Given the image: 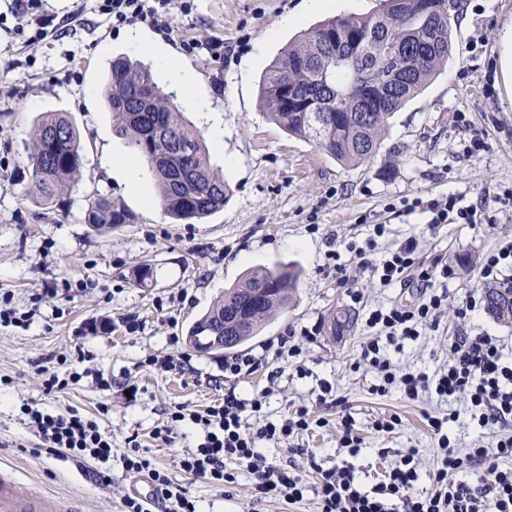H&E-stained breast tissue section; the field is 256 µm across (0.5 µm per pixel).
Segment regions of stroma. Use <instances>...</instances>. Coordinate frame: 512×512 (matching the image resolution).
Masks as SVG:
<instances>
[{
  "label": "stroma",
  "mask_w": 512,
  "mask_h": 512,
  "mask_svg": "<svg viewBox=\"0 0 512 512\" xmlns=\"http://www.w3.org/2000/svg\"><path fill=\"white\" fill-rule=\"evenodd\" d=\"M375 8L376 0H333L325 9L307 0H193L191 12L175 8L158 25L139 24L150 50L137 54L126 41L127 26L113 27L96 0H46L42 12L51 22L34 45L29 39L35 23L17 17L11 0H0V295L10 294L16 311L32 313L27 328L0 326V469L12 472L23 488L75 499L82 512H122L132 481L120 463H113L106 483L96 475L97 462L40 448L20 413L23 403L33 401L54 415L77 409L98 418L114 455L138 445L201 512H317L310 493L295 504L256 502L244 471L223 491L183 472L180 458L202 441L190 422L175 426L170 441L153 436L168 407L201 411L222 398L223 354L196 353L185 336L225 289L260 265L296 269L300 279L293 306L249 349L262 354L270 341L291 333L301 354L289 360L268 356L236 379V390L246 399L266 393L268 420L305 404L328 421L279 446L261 443L268 463L299 468L311 483L315 475L305 467L306 454H316L326 468L347 461L368 490L414 448L426 489L437 461L429 417L458 413L448 426L458 451L478 441L495 443L493 431L470 423L464 402L431 392L410 399L395 387L373 393L378 376L361 364L360 353L378 331L366 318L380 306L415 303L420 293L409 280L381 285L358 266L353 250L364 246L372 225L382 224L386 233L377 240L375 257L413 235L425 265L451 267L435 286L447 290L452 304L482 291L481 258L512 237V209L497 201L512 190V80L504 79L500 65V34L512 24V0H460L451 61L392 116L380 153L363 165H341L315 144L289 136L260 104L261 78L293 37L325 17L367 15ZM214 39L229 51L221 68L185 48ZM119 54L136 55L179 99L183 90L161 59L176 60L194 76L193 91L205 109H188L187 116L231 187L223 210L207 220L177 224L165 217L152 171L142 163L128 167V149L105 101L109 64ZM46 112L63 113L74 123L84 156L76 185L62 189L49 208L30 193L32 131ZM459 112L468 114L469 127L456 125ZM216 127L222 132L217 140ZM475 133L488 147L464 156ZM446 194L482 209L484 223L433 229L426 214L399 207L405 199ZM102 196L123 201L133 220L92 231L87 204ZM334 251L349 285L336 278L329 258ZM143 261L154 269L147 288L136 286L132 276ZM39 288L59 294L35 309L31 295ZM353 290L360 303L351 301ZM340 314L350 322L332 330ZM130 318L141 322L140 330L127 331ZM465 328L498 337L512 351V325L483 311L465 323L451 305L437 328H422L417 339L385 352L400 370L431 375L444 363L449 340ZM152 354L173 358L175 369L145 365ZM52 373L68 378V386L45 392L43 381ZM325 383L345 407L319 403ZM346 414L362 439L354 457L338 445ZM390 415L400 417V426L375 431V420Z\"/></svg>",
  "instance_id": "stroma-1"
}]
</instances>
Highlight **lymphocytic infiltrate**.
Returning a JSON list of instances; mask_svg holds the SVG:
<instances>
[{
	"label": "lymphocytic infiltrate",
	"mask_w": 512,
	"mask_h": 512,
	"mask_svg": "<svg viewBox=\"0 0 512 512\" xmlns=\"http://www.w3.org/2000/svg\"><path fill=\"white\" fill-rule=\"evenodd\" d=\"M101 14L110 16L113 26L135 22L157 23L172 8L190 11L191 0H99ZM404 211L426 213L431 226L442 224H478L482 217L470 206L460 205L449 195L429 200L413 199L404 203ZM356 254L363 266L373 267L380 283L389 285L414 277L422 294L411 306L393 305L370 312L369 327L379 329L380 339L363 344L361 358L380 377L376 393L399 387L404 396L415 398L430 391L451 401L464 400L471 420L481 428L496 431L493 446H478L459 453L451 443L447 428L455 414L431 417L429 426L437 443V464L430 476L429 489H419L420 475L416 449H408L389 470L384 481L371 490H362L352 465L323 467L316 455L306 458L315 473L314 485H307L295 471L267 462L257 447L258 441L282 443L308 431L314 419L307 407L300 406L279 422H262L252 427L246 415L259 416L263 401L245 399L237 394L234 380L253 371L259 358L245 354L224 361L226 388L221 402L203 411H190L176 405L167 412L166 425L157 427L155 436L169 440L173 424L190 421L203 433V440L191 455L182 458L180 468L206 478L217 489L236 483V473L227 471V462L245 466L254 477L257 501L282 499L288 503L313 494L319 512H512V362L502 344L484 334L461 332L448 345V363L434 374L397 373L384 354L383 344L398 345L419 336L421 327L436 326L448 295L433 289V275L418 263V241L407 238L380 263H372L366 249ZM20 412L28 428L39 437L42 446L63 450L77 459L91 458L106 464L112 459V442L102 432L96 418L77 410L54 415L33 402L24 403ZM126 472L146 474L155 490V503L162 512H198V506L186 491L174 486L164 469L158 467L139 448L124 454ZM482 471L479 482L469 478L471 471Z\"/></svg>",
	"instance_id": "f902f5d3"
}]
</instances>
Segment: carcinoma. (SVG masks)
Masks as SVG:
<instances>
[{
    "label": "carcinoma",
    "instance_id": "carcinoma-1",
    "mask_svg": "<svg viewBox=\"0 0 512 512\" xmlns=\"http://www.w3.org/2000/svg\"><path fill=\"white\" fill-rule=\"evenodd\" d=\"M458 0H378L369 15H334L304 30L266 70L260 102L289 135L323 149L338 163L373 159L392 114L418 95L453 55L451 22ZM106 101L117 132L133 158L155 175L164 212L175 221H199L224 207L231 188L215 170L202 134L170 100L151 71L121 56L112 60ZM32 193L49 205L74 181L84 164L73 122L48 112L33 133ZM191 149L182 166L175 146ZM132 214L118 199L88 203L86 222L99 231L128 223ZM299 275L259 266L224 291L190 328L199 336L247 309L249 325L224 348L248 343L294 301ZM493 320L512 324V284L483 288Z\"/></svg>",
    "mask_w": 512,
    "mask_h": 512
}]
</instances>
